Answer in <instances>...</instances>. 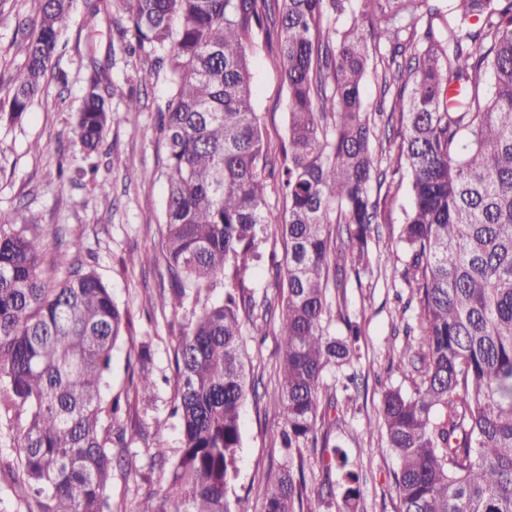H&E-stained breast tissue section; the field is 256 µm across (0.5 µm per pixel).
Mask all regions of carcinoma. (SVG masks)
<instances>
[{"label":"carcinoma","mask_w":512,"mask_h":512,"mask_svg":"<svg viewBox=\"0 0 512 512\" xmlns=\"http://www.w3.org/2000/svg\"><path fill=\"white\" fill-rule=\"evenodd\" d=\"M126 15L119 48L166 69L172 98L161 113L168 190L162 251L173 308L187 290L224 276V297L193 314L174 349L172 415L181 453L165 488L135 512H250L227 497L241 448L246 377L241 354L242 273L270 238L288 245L279 288L278 382L267 401L282 416L280 445L297 467L266 487L264 512H303V449L337 408L318 392L333 370L343 390L361 330L329 334V273L372 271L388 162L408 174L411 208L399 241L415 284L420 361L410 392L389 386L378 408L398 463L400 512H512V0H114ZM74 0H38L23 36L25 63L9 78L17 120L39 96L59 55ZM276 35L288 88V137L268 159L253 109L251 43ZM381 71L369 112L362 88ZM110 77L94 73L77 113L90 157L116 119ZM396 156L376 148L378 122ZM279 169L288 201L264 213ZM336 225L331 238L330 225ZM16 212L0 225V412L25 414L6 463L27 512H112L108 486L123 456V406L112 395L113 353L129 325L112 290L80 260L58 280L42 266L43 240ZM129 382L151 400L150 345ZM358 496L355 465L330 458Z\"/></svg>","instance_id":"carcinoma-1"}]
</instances>
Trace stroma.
<instances>
[{
	"mask_svg": "<svg viewBox=\"0 0 512 512\" xmlns=\"http://www.w3.org/2000/svg\"><path fill=\"white\" fill-rule=\"evenodd\" d=\"M36 11L37 0H0V95L24 62L17 32L31 23ZM124 23L122 13L112 8L89 17L83 0H76L69 27L61 37L64 50L53 62L40 97L19 120L0 122V225L16 212H24L30 229L45 242L42 262L47 267L68 259L71 242H79L84 262L93 266L129 314L130 334L113 355L112 391L127 404L118 424L134 438L129 464L112 471V512H132L146 494L162 491V470L152 452L163 447L173 458L181 448L179 423L170 415L176 393L175 338L184 330L196 302H210L224 293L221 280H214L211 287L201 289L198 300H187L177 311L162 295L169 286L166 263L158 256L167 177L165 147L157 125L160 110L171 98L168 74L146 56L117 54L109 75L118 118L108 128L97 155L85 157L79 147L76 114L92 73L89 58H105L110 39L117 37ZM249 57L254 110L269 152L275 155L288 133V90L281 78L279 52L276 44L260 34ZM59 71L66 74V83L57 82ZM131 96L139 98L140 111H126ZM80 167L87 174L79 179L74 172ZM102 182L109 185V195L100 193ZM410 206L406 189L390 190L380 206L378 232L370 243L372 257L392 253L395 262L358 278L348 277L344 287L330 288L327 294L331 334L344 333L347 318L361 327L358 351L350 366L358 376L359 392L351 401L339 398L338 423L329 431L331 443L362 465L357 485L360 512L399 510L392 480L396 460L384 446L377 406L384 387L409 391L419 377L413 368L390 361L393 351L418 347L404 332L406 325L415 323L417 312L407 305L411 292L402 278L406 258L398 240ZM143 252L156 254V262L146 268L132 265V258ZM243 335V361L252 393L242 408V446L229 494L248 498L251 512H263L269 478L288 463L279 448L282 419L267 406L264 396L274 385L279 337L275 325L256 329L249 313L243 316ZM144 342L151 346L156 382V397L149 404L128 383L129 357ZM304 456V512H337L344 505L342 472L323 468L321 449H305Z\"/></svg>",
	"mask_w": 512,
	"mask_h": 512,
	"instance_id": "obj_1",
	"label": "stroma"
}]
</instances>
